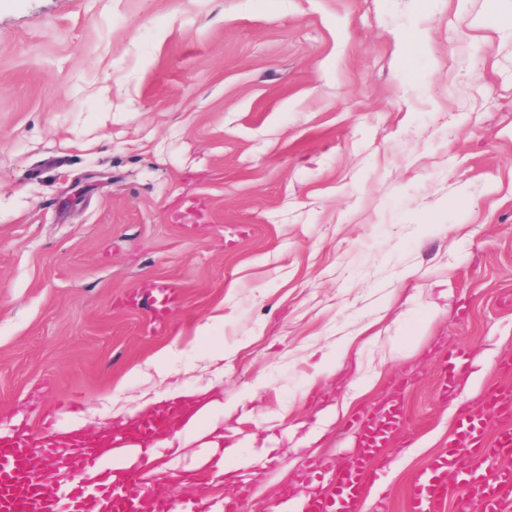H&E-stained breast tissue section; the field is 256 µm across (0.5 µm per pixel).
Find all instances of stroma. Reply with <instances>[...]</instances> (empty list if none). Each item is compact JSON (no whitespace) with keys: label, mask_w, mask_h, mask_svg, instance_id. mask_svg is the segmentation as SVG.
<instances>
[{"label":"stroma","mask_w":512,"mask_h":512,"mask_svg":"<svg viewBox=\"0 0 512 512\" xmlns=\"http://www.w3.org/2000/svg\"><path fill=\"white\" fill-rule=\"evenodd\" d=\"M155 280L182 294L163 327L130 300ZM457 347L504 382L512 0H0L1 435L218 383L260 512L354 456L339 422L298 447L321 408L402 382L382 484L407 512L479 404L440 393Z\"/></svg>","instance_id":"obj_1"}]
</instances>
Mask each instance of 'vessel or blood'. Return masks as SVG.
Returning <instances> with one entry per match:
<instances>
[{
    "label": "vessel or blood",
    "mask_w": 512,
    "mask_h": 512,
    "mask_svg": "<svg viewBox=\"0 0 512 512\" xmlns=\"http://www.w3.org/2000/svg\"><path fill=\"white\" fill-rule=\"evenodd\" d=\"M153 319L165 322L180 292L164 281L143 288ZM468 352L459 348L439 360V382L450 393L467 368ZM178 407L144 417L127 466L102 469L99 446L86 444L79 465H72L66 444L50 432L20 433L0 441V512H84L87 502L100 512H174L175 479L159 471L152 448L156 434L178 414ZM406 415L392 395L381 415L366 411L348 421L359 438L358 453L336 473L328 492L302 500L295 512H362L377 470L393 441L408 445ZM500 421L488 436V419ZM512 456V386L486 389L480 409H461L444 449L430 456L408 486V512H512V469L499 461ZM186 512H240L236 498L196 496Z\"/></svg>",
    "instance_id": "1"
}]
</instances>
